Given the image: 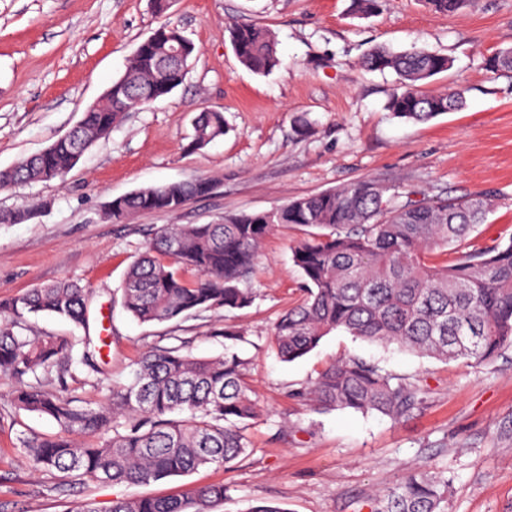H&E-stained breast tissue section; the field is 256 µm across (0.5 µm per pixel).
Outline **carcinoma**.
<instances>
[{
	"label": "carcinoma",
	"instance_id": "1",
	"mask_svg": "<svg viewBox=\"0 0 512 512\" xmlns=\"http://www.w3.org/2000/svg\"><path fill=\"white\" fill-rule=\"evenodd\" d=\"M453 14L473 0H425ZM381 0H351L350 12L371 16ZM184 42L185 60L194 46L175 28L162 26L141 43L124 74L112 82L100 106L82 112L74 131L45 150L0 170V188L63 177L97 141L136 109L131 94L157 100L182 83L181 68L162 64L169 46ZM231 42L238 60L267 75L280 64L273 36L255 24H237ZM370 71H394L401 91L388 108L400 119L429 121L462 108L465 91L431 94L421 83L450 67L444 54L414 47L395 52L378 46L364 57ZM491 72L512 73V47L486 61ZM220 112L195 120L192 146L203 148L227 134ZM211 179L171 182L115 198L108 215L121 224L139 212L179 211L210 194ZM383 182L361 179L333 190L298 197L262 212L226 215L218 224H165L127 269L122 308L141 324H160L216 310L243 309L253 301L247 283L265 238L280 225L310 229L292 251L303 279L304 298L276 323L272 348L284 362L304 357L332 332L394 346L438 360L491 361L512 346V239L477 247L453 259L433 260L467 241L495 206L489 194L401 203ZM196 278L187 281L183 272ZM93 291L61 279L0 300V377L10 381L13 405L44 415L60 432L24 440L30 466L47 476L114 485L149 484L201 468L229 471L247 454L249 422L259 416L249 381L250 362L230 346L248 341L244 329L226 324L210 335L226 342L224 355L194 356L191 338L147 350L126 382L109 378L102 364V338L89 335ZM42 314L70 321L82 336H38L33 319ZM80 371L106 392L96 405L45 389ZM319 413L350 409L398 419L424 403L419 381L375 363L341 357L298 392ZM232 486H191L183 494L115 498L108 512H223ZM448 476L407 473L394 487L365 502L370 512H443Z\"/></svg>",
	"mask_w": 512,
	"mask_h": 512
}]
</instances>
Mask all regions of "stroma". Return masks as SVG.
Instances as JSON below:
<instances>
[{"label": "stroma", "mask_w": 512, "mask_h": 512, "mask_svg": "<svg viewBox=\"0 0 512 512\" xmlns=\"http://www.w3.org/2000/svg\"><path fill=\"white\" fill-rule=\"evenodd\" d=\"M349 5L173 0L160 15L151 0H0V169L70 129L160 26L195 45L182 84L129 113L64 178L0 191V213L38 206L30 220L0 223V296L62 278L91 288L94 315L112 338L103 356L122 377L175 336L192 337L195 356H219L224 342L210 328L238 325L248 334L240 351L251 360L260 408L246 431L248 453L231 473L203 468L147 485L82 482L52 492L48 476L31 471L23 441L59 428L16 411L0 383V512H70L83 501L106 512L117 497L177 495L224 480L234 487L226 512H250L262 501L288 512H358L419 468L446 471L445 512H512V349L486 363L444 362L334 332L304 358L281 361L271 338L303 294L292 261L300 228L278 227L266 238L249 307L142 325L116 301L127 268L160 225L265 211L363 178L395 186L408 201L491 194L495 209L471 243L512 238V74L486 68L490 55L512 47V0H476L450 15L424 0H385L369 18L351 15ZM237 23L272 33L279 67L258 75L239 62L229 41ZM376 45L447 54L450 69L424 89L464 88V108L424 123L394 117L386 104L398 77L361 64ZM205 110L223 113L229 131L196 149L193 121ZM202 178L216 179L214 192L178 212H139L121 224L107 215L112 199L134 190ZM346 355L421 378L424 408L396 420L352 410L320 414L294 397Z\"/></svg>", "instance_id": "35a3bbf8"}]
</instances>
